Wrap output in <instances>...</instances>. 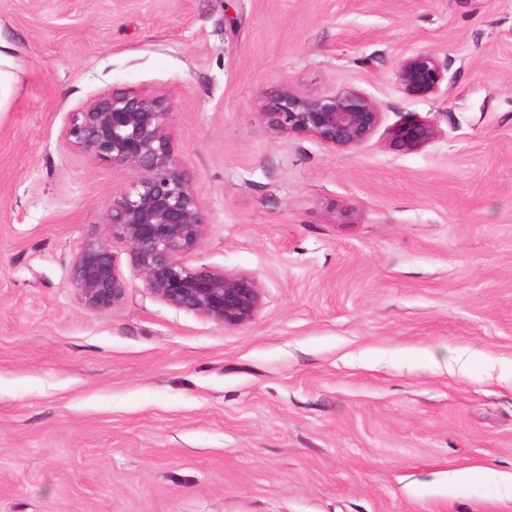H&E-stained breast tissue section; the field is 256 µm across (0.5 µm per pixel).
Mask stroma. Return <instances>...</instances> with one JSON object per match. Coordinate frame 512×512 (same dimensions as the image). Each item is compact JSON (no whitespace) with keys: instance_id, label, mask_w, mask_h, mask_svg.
Returning <instances> with one entry per match:
<instances>
[{"instance_id":"obj_1","label":"stroma","mask_w":512,"mask_h":512,"mask_svg":"<svg viewBox=\"0 0 512 512\" xmlns=\"http://www.w3.org/2000/svg\"><path fill=\"white\" fill-rule=\"evenodd\" d=\"M434 51L440 91L396 72ZM380 106L334 149L268 116L285 87ZM175 96L211 222L194 266L254 275L226 328L131 268L96 311L74 255L131 171L71 112ZM407 118L437 137L407 152ZM512 0H0V512H512ZM446 65L431 51L414 53L402 60L396 77L401 90L413 98L436 95L446 79ZM436 126L423 119H411L388 129L389 137L406 150H418L436 138Z\"/></svg>"}]
</instances>
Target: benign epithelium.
<instances>
[{"instance_id":"benign-epithelium-1","label":"benign epithelium","mask_w":512,"mask_h":512,"mask_svg":"<svg viewBox=\"0 0 512 512\" xmlns=\"http://www.w3.org/2000/svg\"><path fill=\"white\" fill-rule=\"evenodd\" d=\"M446 65L431 51L402 60L396 77L413 98L440 91ZM175 99L133 90L101 95L71 113L64 137L69 145L130 170L134 177L112 199V237L89 242L75 254L70 282L88 308L107 310L127 295L114 242L123 245L143 286L169 306L226 328L250 324L259 312L263 288L251 274L192 266L210 215L176 156L172 115ZM281 130L316 138L339 149L367 142L381 123L375 100L346 88L311 94L285 88L268 113ZM436 126L411 119L388 129L399 146L418 150L436 138Z\"/></svg>"}]
</instances>
